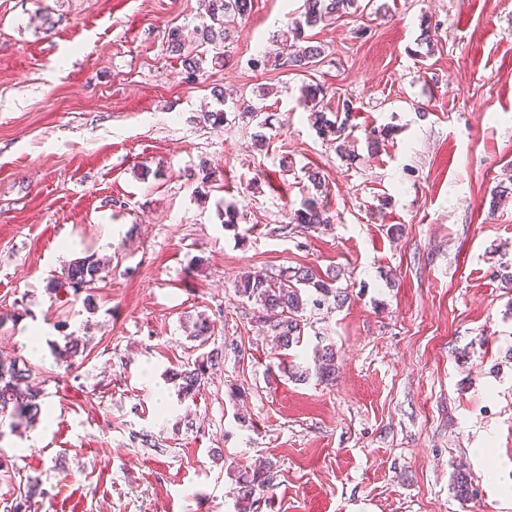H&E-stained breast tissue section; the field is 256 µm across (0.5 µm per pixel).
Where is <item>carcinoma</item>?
<instances>
[{
  "label": "carcinoma",
  "mask_w": 512,
  "mask_h": 512,
  "mask_svg": "<svg viewBox=\"0 0 512 512\" xmlns=\"http://www.w3.org/2000/svg\"><path fill=\"white\" fill-rule=\"evenodd\" d=\"M202 6L209 22L199 30L202 43L215 48L224 46L230 37V23L244 18L252 12L254 0H202ZM358 7V0H303V12L292 25L279 34L277 40L283 45L281 54L269 58L259 54L251 59L255 69H265L269 63L278 68L301 69L312 66L321 57L323 48L311 44L306 29L314 28L326 21L335 20ZM170 51L177 55L185 71L186 79L196 80L203 73V57L185 50L182 31L171 27L167 32ZM322 90L313 84L302 88L301 99L311 104V118L320 135L333 138L338 148L343 150L348 160L356 159L355 153L346 148L349 137L347 119L331 120L326 113L316 109L317 99ZM293 223L306 228H317L332 223L329 212L317 198L310 197L302 207L293 213ZM105 262L95 254L71 261L60 275L50 279L48 289L56 291L70 288L74 294L92 289V285L102 278ZM336 275L321 276L310 268L299 267L285 270L276 276L264 273H248L235 284V294L239 298L258 305V322L267 327L275 337L278 348L288 351L297 347L303 340L305 323L302 313L307 307L319 308L325 304L341 306L347 295L336 287ZM214 332V325L205 315L191 320L189 338L205 345ZM83 345L72 337H65L64 347L56 350L57 358L66 367H72ZM224 359L223 351L211 349L198 355L193 361L172 373V378L180 381V393L185 398L195 395L208 374ZM336 374V351L331 345L324 346L315 356V375L320 381H329ZM43 394L33 384L31 370L19 361L0 356V424L10 420L14 429L24 423L33 427L41 421ZM272 465L258 468L243 467L236 474L237 502L253 504L255 496L264 491L273 480L270 475ZM453 489L457 497L467 500L474 494L471 480L457 474ZM42 494L36 477L27 480L25 490L19 493L6 512H29L31 500Z\"/></svg>",
  "instance_id": "1"
}]
</instances>
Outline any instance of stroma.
I'll list each match as a JSON object with an SVG mask.
<instances>
[{"instance_id":"1","label":"stroma","mask_w":512,"mask_h":512,"mask_svg":"<svg viewBox=\"0 0 512 512\" xmlns=\"http://www.w3.org/2000/svg\"><path fill=\"white\" fill-rule=\"evenodd\" d=\"M375 2L385 14L310 30L315 66L258 72L301 0H257L221 65L199 0H0V355L44 393L36 427L0 433V510L33 476L31 512H239L234 468L269 461L246 512H512V288L494 276L512 267V202L489 205L512 176V0ZM173 26L205 59L196 82ZM305 84L328 112L352 107L355 161L316 132ZM220 106L222 127L199 124ZM374 127L390 135L371 152ZM203 162L205 197L186 177ZM310 168L334 221L293 229ZM92 252L109 267L92 305L48 292ZM303 266L348 296L307 309L292 351L310 368L333 345L328 382L289 379L234 292ZM200 314L224 361L184 399L169 373L200 354ZM68 335L85 345L70 370L54 353ZM167 43L170 51L180 59L186 79L197 80L203 73V57L185 50V41L179 27H170L167 32Z\"/></svg>"}]
</instances>
